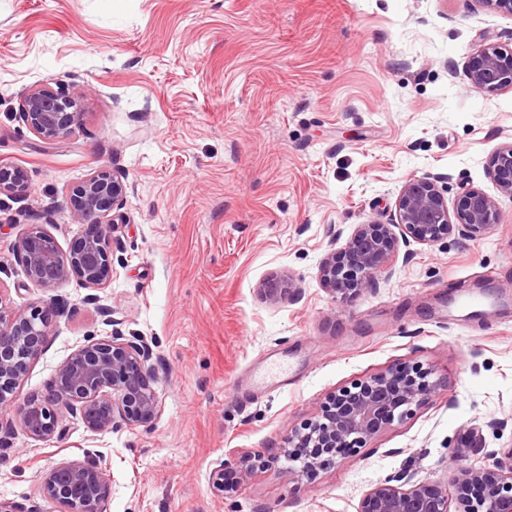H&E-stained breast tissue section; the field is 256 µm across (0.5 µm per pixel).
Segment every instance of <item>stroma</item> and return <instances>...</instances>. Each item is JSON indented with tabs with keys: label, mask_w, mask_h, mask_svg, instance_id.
Segmentation results:
<instances>
[{
	"label": "stroma",
	"mask_w": 512,
	"mask_h": 512,
	"mask_svg": "<svg viewBox=\"0 0 512 512\" xmlns=\"http://www.w3.org/2000/svg\"><path fill=\"white\" fill-rule=\"evenodd\" d=\"M512 48V15L473 0H0V168L28 188L0 195V287L13 307L47 300L14 259L40 224L69 250L71 189L126 174L128 224L100 289L124 327L155 344L153 423L105 435L75 419L0 448V498L58 512L40 471L103 459L106 512H359L407 472L447 482L471 425L512 445V196L488 165L512 141V88L470 87L483 34ZM65 86L84 121L42 143L15 118L19 93ZM441 177L449 202L493 197L500 224L471 238L400 246L376 289L335 302L319 267L354 227L389 223L411 176ZM290 277L298 297L263 284ZM70 310L14 392L46 394L57 367L112 328L76 278ZM417 362L438 385L402 424L310 480L275 459L291 429L338 388ZM263 466L222 496L217 461Z\"/></svg>",
	"instance_id": "1"
}]
</instances>
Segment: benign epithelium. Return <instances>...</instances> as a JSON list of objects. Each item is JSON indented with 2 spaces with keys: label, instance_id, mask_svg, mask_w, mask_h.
Masks as SVG:
<instances>
[{
  "label": "benign epithelium",
  "instance_id": "7a95c632",
  "mask_svg": "<svg viewBox=\"0 0 512 512\" xmlns=\"http://www.w3.org/2000/svg\"><path fill=\"white\" fill-rule=\"evenodd\" d=\"M470 87L494 91L512 86V50L485 40L467 61ZM19 121L37 138L53 142L82 124L84 113L78 101L63 88L31 86L20 95ZM500 190L512 196V142L498 147L489 171ZM26 187L22 170L0 168V194L18 193ZM129 190L119 171L96 170L69 194V214L86 226L71 249L61 252L55 238L41 225L31 224L14 244L13 255L27 278L47 292H54L70 278H80L88 287L100 289L110 280L114 253L102 225L116 230L127 223L124 212ZM495 200L479 189L462 193L454 211L439 187V178L423 175L407 179L395 202L392 223L357 225L341 250L320 266L323 285L341 302L376 288L379 276L388 272L399 244L408 238L433 245L448 237L453 227L466 235H483L499 223ZM272 295L298 294L292 282L273 277L264 283ZM65 304L51 296L46 305L21 311L0 293V446L13 426L31 438L50 442L67 434L68 417L99 435L125 427L154 422L161 410L151 361L154 351L138 333L124 334L123 321L105 306L101 314L112 325V336L92 340L77 349L56 370L46 396H30L22 404L13 400L29 364L43 348L53 317ZM437 381L419 363H405L353 381L333 392L321 414L288 436V446L279 455L288 471L312 478L338 459L365 447L380 432L408 418L434 392ZM454 448L451 482L456 488L455 510L448 508V490L429 479L412 481L409 475H393L371 488L362 500L361 512H512V448L503 462L499 452H482L475 438ZM263 465L261 457L226 460L212 471L213 487L224 494L233 491L225 475L244 476ZM41 498L58 505L62 512H106L110 480L102 461L70 460L54 463L39 474Z\"/></svg>",
  "mask_w": 512,
  "mask_h": 512
}]
</instances>
